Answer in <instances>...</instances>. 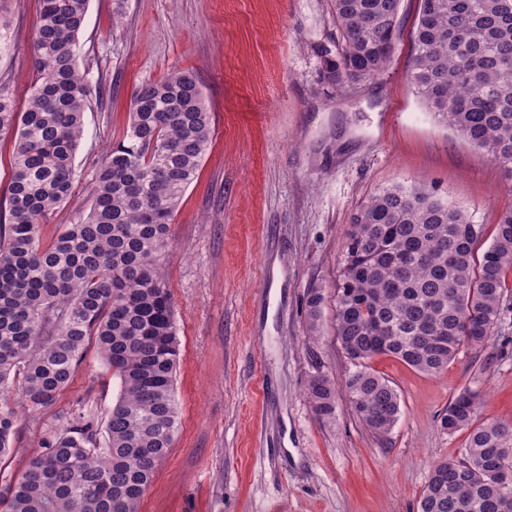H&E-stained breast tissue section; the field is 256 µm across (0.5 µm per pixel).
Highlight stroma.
<instances>
[{"mask_svg":"<svg viewBox=\"0 0 512 512\" xmlns=\"http://www.w3.org/2000/svg\"><path fill=\"white\" fill-rule=\"evenodd\" d=\"M332 0H90L78 37L96 87L85 113L72 197L42 224L43 243L85 210L93 173L128 125L131 96L172 70L191 71L213 117L198 179L172 224L166 274L180 357L179 429L140 512H417L433 465L466 432L441 429L453 395L480 387L484 420L512 422V329L462 348L436 375L380 355L401 416L379 440L351 410L350 363L336 340V284L351 215L403 185L447 198L492 240L512 205V174L429 112L408 82L418 0H402L401 32L378 79L337 90L319 46L337 47ZM38 0H0L9 53L0 85L17 106L35 77ZM321 289V336L306 341L305 299ZM334 377L336 413L317 420L310 375ZM116 384L95 342L56 403L16 422L21 473L47 430L75 408L99 415Z\"/></svg>","mask_w":512,"mask_h":512,"instance_id":"35a3bbf8","label":"stroma"}]
</instances>
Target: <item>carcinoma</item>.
<instances>
[{"mask_svg": "<svg viewBox=\"0 0 512 512\" xmlns=\"http://www.w3.org/2000/svg\"><path fill=\"white\" fill-rule=\"evenodd\" d=\"M88 6L39 0L27 106L0 86V132L15 133L0 208V512H139L179 426V338L163 263L212 115L189 71L138 87L123 138L95 170L88 208L43 244L40 225L71 198L95 93L77 48ZM332 13L341 43L320 50L323 79L342 89L381 76L401 0H332ZM408 80L440 122L512 173V0H420ZM483 235L462 209L401 185L352 214L334 319L352 364V411L376 436L392 432L401 408L370 359L437 374L501 331L512 305V206L486 247ZM322 301L316 288L306 296L313 335ZM92 338L117 383L112 406L98 420L73 414L13 475L19 410L50 406ZM306 394L317 419L332 417L333 378L312 375ZM483 401L480 388H466L441 413V428L468 431L467 442L432 468L418 512H512V424L479 420Z\"/></svg>", "mask_w": 512, "mask_h": 512, "instance_id": "cac0c4a2", "label": "carcinoma"}]
</instances>
